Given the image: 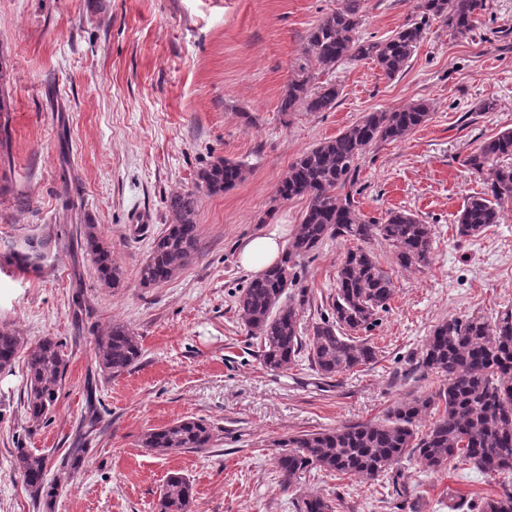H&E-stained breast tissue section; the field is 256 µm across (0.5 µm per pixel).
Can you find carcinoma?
<instances>
[{
	"label": "carcinoma",
	"mask_w": 512,
	"mask_h": 512,
	"mask_svg": "<svg viewBox=\"0 0 512 512\" xmlns=\"http://www.w3.org/2000/svg\"><path fill=\"white\" fill-rule=\"evenodd\" d=\"M486 0H414L416 17L406 20L388 38L372 42L359 35L361 0H347L312 28L306 54L316 71L288 81L279 111L327 112L339 96L334 84L323 82L312 89L319 75L345 59L372 61L381 74L393 79L409 66L425 26L440 18L455 36L464 38L485 10ZM429 104L419 101L389 112H368L334 138L304 151L288 168L278 195L283 200L302 198L307 206L288 244L281 265L252 279L237 297L236 305L250 336L259 339L262 366L274 372L291 367L307 353L317 372L325 377L350 371L376 360V348L348 335L376 324L388 309L396 285L368 248L382 240L395 250L404 269L430 264L432 226L407 210H390L382 219L366 218L356 209L350 194L339 191L353 184L357 162L378 142L404 139L429 117ZM471 173L482 178L484 190L468 198L457 217L458 234L476 237L500 222L501 207L512 202V130H505L480 144L464 160ZM198 186L219 194L243 181L246 167L219 159L201 169ZM194 191L173 193L168 200L171 222L155 239L138 277L144 288L172 279L199 253ZM357 242L347 249L336 272V298L331 315L313 326L307 337L300 334L299 312L307 302L305 291L292 295L297 267L328 238ZM52 245L50 237H27L12 251L10 265L22 274L38 273ZM93 259L100 281L107 288L123 286L121 271L112 263V246L96 224H85L79 239L68 243ZM25 341L0 329V370L12 367ZM99 371L119 376L142 355L139 338L129 328L114 324L95 340ZM62 344L42 338L26 359L27 418L35 423L55 406L66 370ZM426 379L444 377L435 392L421 393L393 406L386 417L368 424L346 425L318 432L291 435L272 443L280 486L288 490L304 472L318 468L340 475L376 479L415 453L430 469L440 470L459 459L487 474L512 473V310L493 319L481 316L450 318L432 329L424 347L408 370ZM437 417L427 430L419 420L430 411ZM214 428L202 419L179 420L161 429H149L139 446L166 455L180 449L203 450L213 446ZM13 473L35 494L49 499L57 487L47 483L48 460L28 448H18ZM193 486L189 479L171 475L158 499L155 512H190ZM341 504L320 496L300 498L297 512H339ZM480 512H512V493L482 499Z\"/></svg>",
	"instance_id": "1"
}]
</instances>
